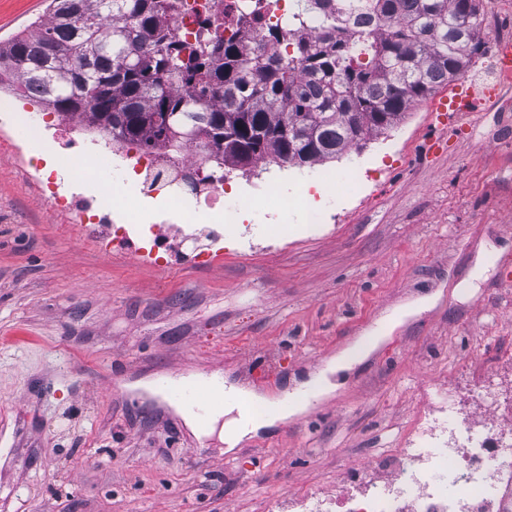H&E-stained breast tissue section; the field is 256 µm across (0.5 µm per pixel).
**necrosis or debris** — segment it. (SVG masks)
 I'll return each instance as SVG.
<instances>
[{"instance_id":"1","label":"necrosis or debris","mask_w":512,"mask_h":512,"mask_svg":"<svg viewBox=\"0 0 512 512\" xmlns=\"http://www.w3.org/2000/svg\"><path fill=\"white\" fill-rule=\"evenodd\" d=\"M293 8L291 0H182L181 9L167 23L177 37L190 39L205 19H222L224 29L240 39L254 41L260 26L254 13L266 20L282 17ZM29 175L39 186L50 209L68 216L87 231H98L112 221V199L87 198L58 181L54 173L40 169L23 145ZM99 153L121 157L130 177L129 197L165 193L168 203L192 218L198 204L215 208L224 195V182H196L204 166L194 151L172 159L135 145L100 144ZM439 423L445 437L415 448H390L361 468L356 485L344 495L329 498L309 493L293 499L299 512H512V435L492 426L475 427L458 418L454 406L441 407Z\"/></svg>"}]
</instances>
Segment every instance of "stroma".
Returning <instances> with one entry per match:
<instances>
[{"instance_id":"stroma-1","label":"stroma","mask_w":512,"mask_h":512,"mask_svg":"<svg viewBox=\"0 0 512 512\" xmlns=\"http://www.w3.org/2000/svg\"><path fill=\"white\" fill-rule=\"evenodd\" d=\"M46 7L0 0V41ZM481 19L484 52L462 72L480 90L512 0H482ZM496 85L445 127L425 99L338 159L228 173L234 224L122 198L115 211L147 216L128 231L156 234L158 266L51 213L11 151L20 129L0 128V512H281L351 490L355 467L426 428L438 397L479 425L490 400L512 401V76ZM325 171L315 210L281 206ZM419 302L334 394L230 453L200 449L158 400L110 391L176 362L285 399Z\"/></svg>"}]
</instances>
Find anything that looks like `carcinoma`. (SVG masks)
<instances>
[{
  "mask_svg": "<svg viewBox=\"0 0 512 512\" xmlns=\"http://www.w3.org/2000/svg\"><path fill=\"white\" fill-rule=\"evenodd\" d=\"M178 0H51L50 18L0 42V86L35 95L123 143L208 147L206 177L260 162L335 159L396 124L482 54L480 0H299L249 52L208 21L192 41L164 17ZM319 34H306L308 20ZM69 49L48 56L47 43ZM196 112L195 136L175 130Z\"/></svg>",
  "mask_w": 512,
  "mask_h": 512,
  "instance_id": "1",
  "label": "carcinoma"
}]
</instances>
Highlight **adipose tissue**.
Returning <instances> with one entry per match:
<instances>
[{
	"label": "adipose tissue",
	"mask_w": 512,
	"mask_h": 512,
	"mask_svg": "<svg viewBox=\"0 0 512 512\" xmlns=\"http://www.w3.org/2000/svg\"><path fill=\"white\" fill-rule=\"evenodd\" d=\"M351 359L343 354L327 364L320 374L311 380L312 392L307 396H293L285 403L268 399L253 392H244L226 384L221 374L209 376L194 374L174 376L177 384L211 385L222 389L224 400L220 404L207 407L205 412L180 403L172 402L171 407L191 431L200 446H207L211 440H219L226 448H234L244 438L256 434L259 430L272 426L287 417L304 413L314 398L333 391L331 376L349 369Z\"/></svg>",
	"instance_id": "ef3b65f1"
}]
</instances>
